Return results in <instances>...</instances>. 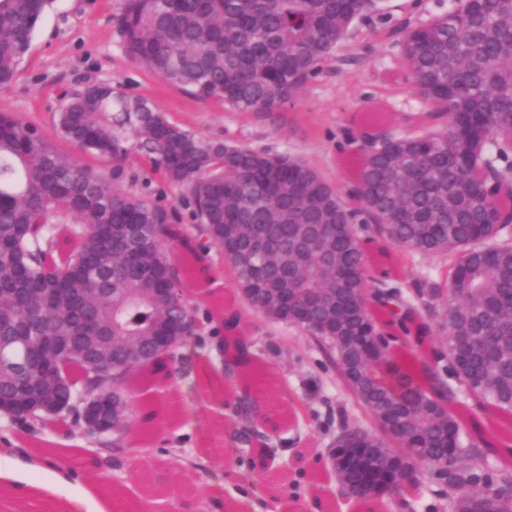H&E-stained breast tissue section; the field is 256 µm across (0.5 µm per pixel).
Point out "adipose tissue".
Masks as SVG:
<instances>
[{"label":"adipose tissue","instance_id":"1","mask_svg":"<svg viewBox=\"0 0 512 512\" xmlns=\"http://www.w3.org/2000/svg\"><path fill=\"white\" fill-rule=\"evenodd\" d=\"M42 464L26 459L14 461L12 467H0V490L20 497L31 512H43L50 507L63 482L62 474L42 477Z\"/></svg>","mask_w":512,"mask_h":512}]
</instances>
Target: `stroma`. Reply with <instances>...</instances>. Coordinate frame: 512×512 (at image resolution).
Here are the masks:
<instances>
[{"label": "stroma", "mask_w": 512, "mask_h": 512, "mask_svg": "<svg viewBox=\"0 0 512 512\" xmlns=\"http://www.w3.org/2000/svg\"><path fill=\"white\" fill-rule=\"evenodd\" d=\"M449 6L450 0H383L379 12L351 25L322 74L274 123L217 99L198 100L133 60L115 26L123 0H53L14 82L0 89V111L34 124L63 155L108 174L112 161L77 151L53 123L65 93L106 82L198 137L301 158L340 190L354 180L362 133L402 130L404 114L425 109L396 79L397 30L427 23ZM122 185L176 206L183 224L193 225L178 190L142 157L125 163ZM368 259L403 283L436 277L443 265L442 256L398 248L384 257L369 249ZM183 288L201 331L177 350L168 383L134 391L135 404H150L157 413L145 442L104 448L79 426L68 437L59 425L3 415L0 438L12 439L25 454L47 455L51 469L70 470L55 497L60 505L96 484L136 504L147 483L155 493L143 512H364L362 500L342 498L328 451L341 420L363 425L367 419L315 342L256 310L219 252L185 268ZM228 309L239 314L254 345L257 372L246 381L227 372L219 350ZM244 394L260 402L247 419L232 408ZM248 424L254 435L245 446L239 437ZM267 447L274 455L266 469L251 468L254 452Z\"/></svg>", "instance_id": "1"}]
</instances>
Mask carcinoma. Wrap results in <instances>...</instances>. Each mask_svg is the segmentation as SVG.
I'll return each mask as SVG.
<instances>
[{
    "instance_id": "carcinoma-1",
    "label": "carcinoma",
    "mask_w": 512,
    "mask_h": 512,
    "mask_svg": "<svg viewBox=\"0 0 512 512\" xmlns=\"http://www.w3.org/2000/svg\"><path fill=\"white\" fill-rule=\"evenodd\" d=\"M380 0H125L118 26L128 55L199 99L280 120L322 71L358 19ZM53 0H0V87L28 55ZM402 79L426 105L407 130L368 136L355 184L337 191L306 161L203 139L142 98L108 84L82 85L59 106L55 125L81 152L115 162L132 154L181 190L197 221L136 197L89 165L60 154L38 129L0 113V403L18 418L48 414L33 387L74 386L125 406L119 446L154 421L132 402L141 384L171 378L174 352L156 336H195L178 316L182 274L166 248L186 257L227 249L243 296L270 321L302 328L373 430L340 425L335 443L420 447L427 461L395 494L433 493L443 512H512V445L494 442L496 414H512V0H453L428 23L402 30ZM329 233L305 255L282 256L285 237ZM267 248L240 261L256 235ZM448 260V277L409 285L369 275L365 244ZM81 288L40 310L39 293ZM96 316L110 339L57 352L54 337L85 336ZM429 339L446 332L433 362L392 332L397 320ZM224 314L226 364L256 360ZM464 395V412L455 405ZM489 457L503 460L482 472Z\"/></svg>"
}]
</instances>
